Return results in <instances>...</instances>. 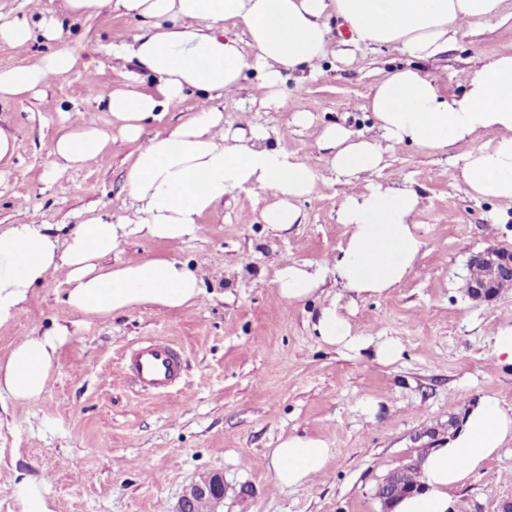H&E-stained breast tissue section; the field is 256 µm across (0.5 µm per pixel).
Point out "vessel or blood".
Masks as SVG:
<instances>
[{
  "label": "vessel or blood",
  "instance_id": "1",
  "mask_svg": "<svg viewBox=\"0 0 512 512\" xmlns=\"http://www.w3.org/2000/svg\"><path fill=\"white\" fill-rule=\"evenodd\" d=\"M126 366L141 389L157 394L175 387L180 379L177 353L164 340L154 339L133 350Z\"/></svg>",
  "mask_w": 512,
  "mask_h": 512
}]
</instances>
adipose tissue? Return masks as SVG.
Masks as SVG:
<instances>
[{
	"label": "adipose tissue",
	"mask_w": 512,
	"mask_h": 512,
	"mask_svg": "<svg viewBox=\"0 0 512 512\" xmlns=\"http://www.w3.org/2000/svg\"><path fill=\"white\" fill-rule=\"evenodd\" d=\"M502 0H63L74 17L104 8L151 20L146 32L122 40L138 69L115 89L106 107L120 135L136 142L127 172L132 213H101L59 241L44 224L0 228V327L15 322L48 276H62L66 302L86 315L123 313L143 305L178 310L196 304L199 277L175 257L146 256L110 267L102 257L130 236L180 241L194 233L203 214L231 190L269 196L261 213L278 231L302 223L301 200L313 191L311 168L281 148L250 118L224 123L218 102L256 72L270 98L280 97L288 74L313 68L329 50L322 18L334 13L353 39L387 46L418 60L440 53L449 39L474 25L496 22ZM72 52L61 49L33 63L0 70V99L39 94L68 73ZM155 88L138 90L140 73ZM202 96L192 117L147 132V120L162 119L186 92ZM370 134L341 123L327 125L316 144L327 150L339 181L347 185L338 221L347 238L325 267L291 258L276 272L280 298L299 302L314 294L327 272L359 297L382 296L415 269L424 242L412 221L415 192L375 182L385 166L384 143L411 144L445 153L461 142L460 177L472 197L512 203V54L491 58L469 76L462 93L447 97L437 79L413 68L394 70L378 83L367 104ZM111 137L76 126L58 137L56 162L76 166L105 157ZM323 342L351 351L367 343L336 303L322 307L314 325ZM70 332L58 325L27 336L0 361V395L28 404L41 395L59 349ZM512 442V412L488 397L469 408L455 438L427 452L420 467L422 491L401 498L395 512H448L450 488L461 485L485 460ZM332 456L327 441L293 434L270 451L272 475L283 487L301 486L323 473Z\"/></svg>",
	"instance_id": "1"
}]
</instances>
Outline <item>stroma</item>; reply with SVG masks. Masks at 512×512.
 I'll use <instances>...</instances> for the list:
<instances>
[{"label": "stroma", "instance_id": "1", "mask_svg": "<svg viewBox=\"0 0 512 512\" xmlns=\"http://www.w3.org/2000/svg\"><path fill=\"white\" fill-rule=\"evenodd\" d=\"M501 14L500 23L472 26L427 61L362 44L341 60L351 35L330 15V51L319 72L289 75L280 105L265 106L267 90L252 71L226 93L227 123L247 113L267 129L268 145L311 166L316 188L301 204L303 223L273 230L261 222L267 197L234 190L193 236L132 237L105 258L108 266L147 255L188 262L203 294L181 310L84 316L66 303L61 277H48L17 321L0 328V360L23 337L57 324L70 331L37 400L17 406L0 398V512H18L13 490L24 475L46 487L54 512H175L187 488L214 474L226 488L218 512H380L379 482L420 449L438 447L449 417L483 397L512 408V366L498 364L490 348L497 328L512 324V288L489 304L464 291L473 253L512 249V205L465 194L457 159L468 144L438 155L388 147L375 179L418 193L413 221L425 248L416 272L385 296L356 298L329 273L314 296L287 304L275 284L281 260H332L345 237L337 209L346 187L315 145L323 127L340 122L367 132L370 93L400 67L438 77L444 95L459 93L490 58L512 53V0ZM16 16L28 18L33 37L24 50L0 43L1 70L60 46L77 64L40 96L0 102V128L17 139L11 162L0 167V225L47 224L64 238L98 213H130L126 172L136 145L112 126L104 102L133 68L112 46L143 20L108 8L77 19L64 14L62 0H0V18ZM45 17L61 25V41L43 37ZM299 112L311 115L309 127L294 126ZM78 124L109 133L110 154L78 167L56 164L53 141ZM289 124L293 133L278 139ZM331 300L360 336L396 340L399 357L381 362L369 349L323 343L313 325ZM150 338L168 339L181 353V383L159 396L138 393L124 371L128 351ZM291 434L323 438L333 455L312 482L283 488L269 451ZM449 495L497 512L512 496V443Z\"/></svg>", "mask_w": 512, "mask_h": 512}]
</instances>
